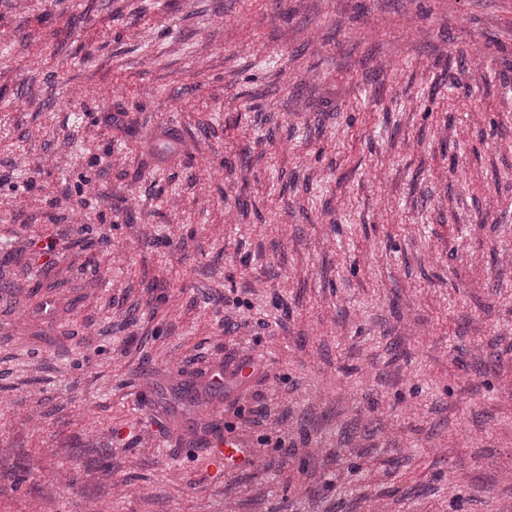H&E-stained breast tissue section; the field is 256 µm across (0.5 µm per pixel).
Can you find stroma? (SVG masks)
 Here are the masks:
<instances>
[{
  "label": "stroma",
  "mask_w": 512,
  "mask_h": 512,
  "mask_svg": "<svg viewBox=\"0 0 512 512\" xmlns=\"http://www.w3.org/2000/svg\"><path fill=\"white\" fill-rule=\"evenodd\" d=\"M0 512H512V0H0ZM246 447L247 445L242 439L224 436V431L222 432V429H218L209 440L208 448H220L221 453H224V462L227 463L239 459L244 454L243 448Z\"/></svg>",
  "instance_id": "1"
}]
</instances>
